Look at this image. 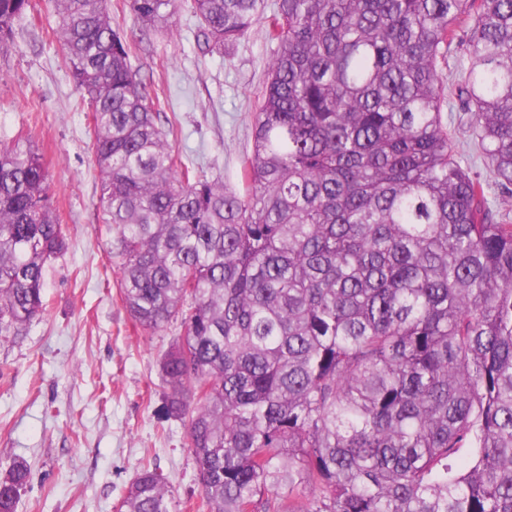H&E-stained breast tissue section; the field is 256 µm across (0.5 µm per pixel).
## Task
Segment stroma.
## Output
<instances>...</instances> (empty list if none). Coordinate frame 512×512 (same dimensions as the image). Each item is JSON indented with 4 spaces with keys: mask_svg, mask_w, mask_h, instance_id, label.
Returning a JSON list of instances; mask_svg holds the SVG:
<instances>
[{
    "mask_svg": "<svg viewBox=\"0 0 512 512\" xmlns=\"http://www.w3.org/2000/svg\"><path fill=\"white\" fill-rule=\"evenodd\" d=\"M131 62L179 131L187 164L241 186L252 119L272 47L262 25L245 41L206 50L199 22L177 13L170 30L143 32L124 0H108ZM48 0H31L13 43L0 48V140L30 131L48 166L65 251L48 266L46 311L0 342V474L25 462L16 512H117L142 468H159L174 512L202 494L182 421L166 418L160 361L179 323L149 335L123 306L99 221V171L90 106L66 68Z\"/></svg>",
    "mask_w": 512,
    "mask_h": 512,
    "instance_id": "obj_1",
    "label": "stroma"
}]
</instances>
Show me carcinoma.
Masks as SVG:
<instances>
[{
    "instance_id": "1",
    "label": "carcinoma",
    "mask_w": 512,
    "mask_h": 512,
    "mask_svg": "<svg viewBox=\"0 0 512 512\" xmlns=\"http://www.w3.org/2000/svg\"><path fill=\"white\" fill-rule=\"evenodd\" d=\"M126 2L154 29L190 9L211 50L261 21L275 45L242 193L183 163L106 0H50L122 303L183 328L164 412L209 512H512V0ZM28 7L0 0L1 48ZM67 237L31 137L0 141L1 341ZM28 477L0 476V512ZM172 503L144 468L120 510ZM456 111L457 112H452V117L455 121L456 124H459L461 123V126H460V138L462 141H464V149L466 150V153L470 155V158H471V161L473 164H475V168H473V172L474 173H477L479 176H482V177H485L486 175V168L485 166L483 165V162L481 161V159L477 156V154H475V147L473 145V141H472V132L470 131V128H469V114L468 112H462L461 111V107L460 105L457 103L456 104ZM460 111V112H459ZM473 155V157H472ZM469 160V162H471Z\"/></svg>"
}]
</instances>
